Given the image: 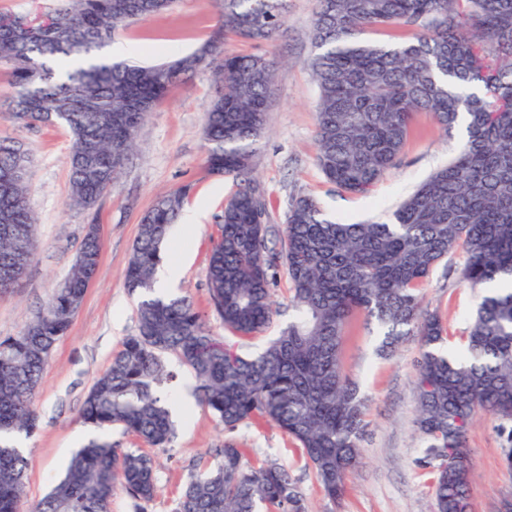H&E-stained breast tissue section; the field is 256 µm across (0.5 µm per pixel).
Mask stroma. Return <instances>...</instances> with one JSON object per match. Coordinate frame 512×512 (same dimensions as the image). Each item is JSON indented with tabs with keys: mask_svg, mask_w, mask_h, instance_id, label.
I'll return each mask as SVG.
<instances>
[{
	"mask_svg": "<svg viewBox=\"0 0 512 512\" xmlns=\"http://www.w3.org/2000/svg\"><path fill=\"white\" fill-rule=\"evenodd\" d=\"M313 0H286L285 33L271 45L227 38L228 50L269 54L282 59L264 132L254 142L257 176L266 191L269 222L284 227L289 204L300 195L319 200L324 212L349 221H389L396 206L433 171L462 149L458 131L439 132L420 117L396 164L365 195H352L328 182L316 162L315 133L318 89L307 66L315 47L310 38ZM216 0H178L175 8L140 21L115 35L133 50L132 64L174 61L195 50L217 30ZM218 93L210 72L179 79L168 97L139 128L136 148L118 180L102 197L96 215L68 206L71 172L69 132L57 125L27 126L7 109L15 94L11 70L0 65V139L24 144L30 156L29 203L38 218L37 253L16 288L0 293V338L24 330L42 311L56 285L71 270L90 220L101 238L98 273L74 315L69 331L55 346L36 396L39 428L21 437L28 461L20 512L33 506L61 478L82 439L92 429L80 418L95 378L110 365L126 336L136 328L137 295L128 292L124 273L143 214L154 199L181 187L190 194L183 213L192 228L172 232L169 257H182L180 274L169 294L189 299L216 335L224 327L211 304L208 262L218 237L217 217L233 190L230 179L212 174L205 158V112ZM466 260L456 251L438 266L420 290L424 305L438 311L449 346L464 342L470 318L483 294L460 277ZM291 284L279 274L274 298L280 306L267 332L235 339L241 353L258 352L286 326ZM381 340L375 318L359 315L346 327L339 354L343 375L358 384L366 400L363 461L351 472L339 503L324 495L296 442L266 422H248L225 430L207 410L191 404L186 389L192 379L180 372L172 400L175 436L168 447L154 449L159 467L155 497L134 507L125 491H116L111 512H172L185 477L230 442L242 448L248 463L277 460L302 490L310 512H435L432 467L423 461L425 441L416 427L418 396L415 339L399 345L389 357L378 355ZM191 414H184L185 406ZM495 417L481 413L470 424L467 446L474 479L470 512H498L512 495V470L502 461V439Z\"/></svg>",
	"mask_w": 512,
	"mask_h": 512,
	"instance_id": "35a3bbf8",
	"label": "stroma"
}]
</instances>
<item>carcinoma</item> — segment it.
<instances>
[{"instance_id": "obj_1", "label": "carcinoma", "mask_w": 512, "mask_h": 512, "mask_svg": "<svg viewBox=\"0 0 512 512\" xmlns=\"http://www.w3.org/2000/svg\"><path fill=\"white\" fill-rule=\"evenodd\" d=\"M216 35L172 64L141 67L99 51L116 32L170 10L176 0H59L43 20L0 13V63L11 69L10 102L23 124L51 123L71 135L68 205L95 215L135 147L136 133L176 79L210 70L220 93L205 113L211 172L230 178L219 236L209 257L213 311L237 336L263 332L278 310L279 269L291 282L292 320L255 355L215 335L185 298L153 294L157 267L190 188L159 196L142 216L124 282L138 295L136 332L87 393L83 421L98 430L34 512H109L123 487L135 507L156 494L157 463L123 451L114 428L152 447L174 434L169 402L177 361L195 380L196 405L233 431L261 417L302 449L334 501L361 460L365 400L346 381L339 351L346 324L365 313L384 333L389 355L413 337L421 347L416 388L425 463L436 468V512H470L467 427L479 410L499 420L502 453L512 469V285L484 295L465 349L443 348L445 327L421 302L422 283L458 248L462 278L473 288L512 282V0H316L308 67L318 88L316 159L337 188L365 195L395 165L417 117L453 129L468 116L458 156L437 169L393 213V222L349 223L325 216L310 196L288 210L284 247L267 246L268 207L255 174L253 141L265 128L279 60L224 48L228 34L273 42L285 0H219ZM381 26L413 30L396 46L359 39ZM73 56L88 65L65 69ZM23 147L0 140V220L25 239L0 234V271L21 251L35 256L36 217L21 165ZM101 244L83 238L90 266H73L42 312L21 334L0 339V512H19L27 459L10 442L38 425L35 398L55 344L68 333L97 272ZM214 465L189 473L173 512H308L305 497L275 460L248 467L227 442Z\"/></svg>"}]
</instances>
